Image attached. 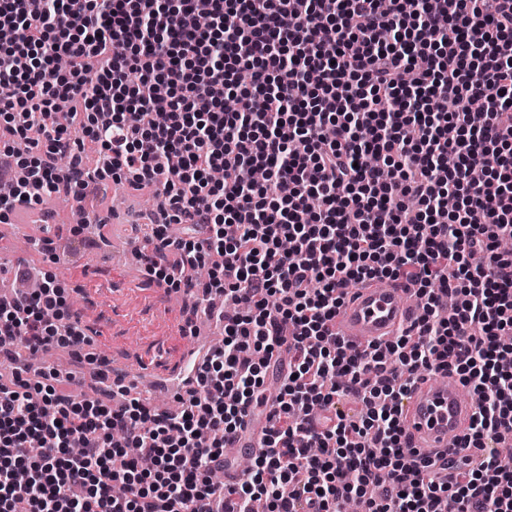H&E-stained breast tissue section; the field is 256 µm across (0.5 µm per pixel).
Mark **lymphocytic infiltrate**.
<instances>
[{
	"label": "lymphocytic infiltrate",
	"mask_w": 512,
	"mask_h": 512,
	"mask_svg": "<svg viewBox=\"0 0 512 512\" xmlns=\"http://www.w3.org/2000/svg\"><path fill=\"white\" fill-rule=\"evenodd\" d=\"M0 30V221L106 175L165 196L149 279L222 297L224 325L175 412L40 371L0 381V512H512V0H0ZM161 97L166 121L137 124ZM398 278L425 303L412 329L369 351L332 333L344 289ZM86 342L52 276L0 303V352ZM445 369L478 401L459 479L407 450L399 418ZM249 411L272 421L262 451L214 482Z\"/></svg>",
	"instance_id": "lymphocytic-infiltrate-1"
}]
</instances>
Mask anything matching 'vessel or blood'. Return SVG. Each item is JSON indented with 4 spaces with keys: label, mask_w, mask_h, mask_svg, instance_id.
I'll list each match as a JSON object with an SVG mask.
<instances>
[{
    "label": "vessel or blood",
    "mask_w": 512,
    "mask_h": 512,
    "mask_svg": "<svg viewBox=\"0 0 512 512\" xmlns=\"http://www.w3.org/2000/svg\"><path fill=\"white\" fill-rule=\"evenodd\" d=\"M410 288L405 281H372L346 291L332 325L346 344L366 348L392 340L410 316ZM188 354L168 361L144 358L145 375L171 378L183 373ZM476 411L455 374L440 379L418 380L401 403V419L409 447L420 454H438L453 460L460 455L459 442L467 432ZM269 423L256 421L251 430L233 439L224 450V481L235 484L244 479L240 462L259 452V440Z\"/></svg>",
    "instance_id": "1"
}]
</instances>
